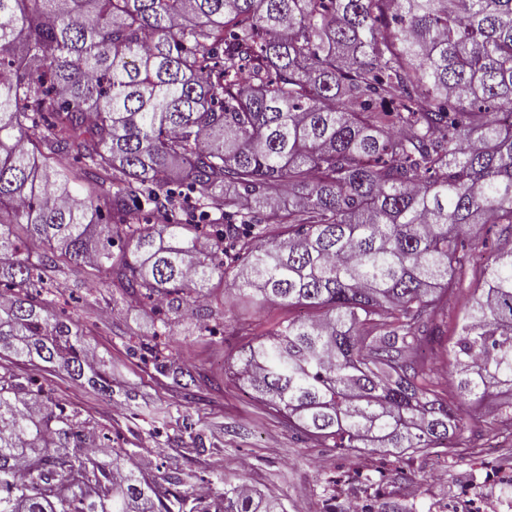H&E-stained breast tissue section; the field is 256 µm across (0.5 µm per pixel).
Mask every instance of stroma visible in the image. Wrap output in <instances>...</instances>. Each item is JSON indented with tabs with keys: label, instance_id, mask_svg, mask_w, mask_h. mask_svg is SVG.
<instances>
[{
	"label": "stroma",
	"instance_id": "stroma-1",
	"mask_svg": "<svg viewBox=\"0 0 512 512\" xmlns=\"http://www.w3.org/2000/svg\"><path fill=\"white\" fill-rule=\"evenodd\" d=\"M56 281L63 290L55 312L74 320L90 349L109 362L111 393L60 365L35 364L6 350L0 372L50 390L56 404L121 447L158 449L153 481L177 478V491L195 499L200 488L220 492L225 483L244 480L281 501L286 512H350L353 502L371 505L372 512H512L511 443L454 460L401 461L392 450L353 454L307 439L227 376L256 337L283 320L308 316V309L250 306L225 279L213 291L212 332L181 314L169 321L172 361L197 379L186 389L153 364L159 323L150 306L116 289L92 288L81 271L57 274Z\"/></svg>",
	"mask_w": 512,
	"mask_h": 512
}]
</instances>
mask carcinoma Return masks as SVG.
Here are the masks:
<instances>
[{
	"label": "carcinoma",
	"mask_w": 512,
	"mask_h": 512,
	"mask_svg": "<svg viewBox=\"0 0 512 512\" xmlns=\"http://www.w3.org/2000/svg\"><path fill=\"white\" fill-rule=\"evenodd\" d=\"M138 207L159 223L130 222ZM476 224L499 240L480 266ZM64 267L201 324L229 276L252 305L315 310L232 370L307 437L512 442V0H0V350L107 393L106 362L52 313ZM451 319L444 387L429 355ZM154 365L185 377L160 349ZM493 398L465 434L463 408ZM49 404L0 373V512H184ZM189 512L284 506L226 483ZM497 402L490 400L476 408H470L466 413L468 432L478 433L497 418Z\"/></svg>",
	"instance_id": "obj_1"
}]
</instances>
